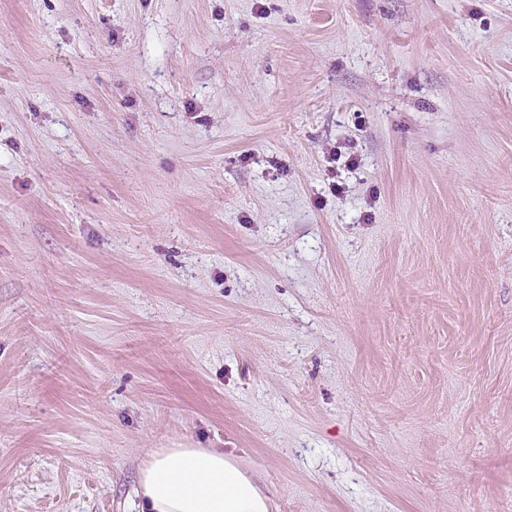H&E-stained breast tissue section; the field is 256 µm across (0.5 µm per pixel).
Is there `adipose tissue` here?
I'll return each instance as SVG.
<instances>
[{
	"instance_id": "adipose-tissue-1",
	"label": "adipose tissue",
	"mask_w": 512,
	"mask_h": 512,
	"mask_svg": "<svg viewBox=\"0 0 512 512\" xmlns=\"http://www.w3.org/2000/svg\"><path fill=\"white\" fill-rule=\"evenodd\" d=\"M137 495L144 512H269L256 481L217 448L149 451Z\"/></svg>"
}]
</instances>
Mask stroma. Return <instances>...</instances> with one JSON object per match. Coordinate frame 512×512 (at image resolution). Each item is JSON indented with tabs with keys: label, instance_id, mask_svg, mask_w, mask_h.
<instances>
[{
	"label": "stroma",
	"instance_id": "1",
	"mask_svg": "<svg viewBox=\"0 0 512 512\" xmlns=\"http://www.w3.org/2000/svg\"><path fill=\"white\" fill-rule=\"evenodd\" d=\"M512 512V0H0V512ZM141 512H269L256 481L217 448H160L138 476Z\"/></svg>",
	"mask_w": 512,
	"mask_h": 512
}]
</instances>
